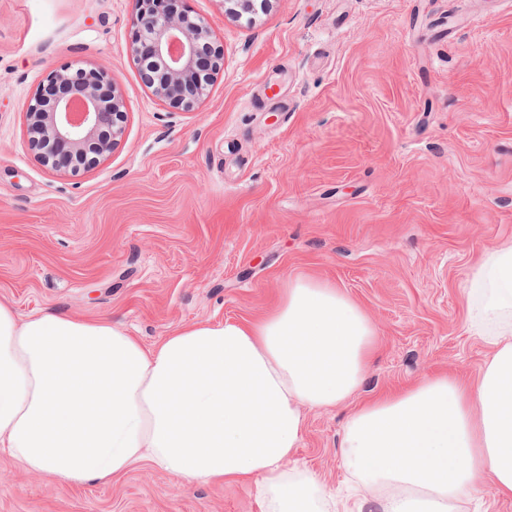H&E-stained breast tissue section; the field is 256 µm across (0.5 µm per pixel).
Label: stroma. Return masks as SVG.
I'll list each match as a JSON object with an SVG mask.
<instances>
[{"label":"stroma","mask_w":512,"mask_h":512,"mask_svg":"<svg viewBox=\"0 0 512 512\" xmlns=\"http://www.w3.org/2000/svg\"><path fill=\"white\" fill-rule=\"evenodd\" d=\"M224 65L182 111L141 79L132 0H0V298L19 317H109L150 345L254 320L289 279L328 282L376 330L358 390L305 409L295 460L350 478V413L422 375L473 381L467 275L512 242V0H272L255 21L187 0ZM106 63L127 104L99 164L35 158L38 83ZM0 512H259L247 484L182 483L141 462L109 485L30 474L0 450Z\"/></svg>","instance_id":"1"}]
</instances>
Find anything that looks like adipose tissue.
<instances>
[{
  "label": "adipose tissue",
  "mask_w": 512,
  "mask_h": 512,
  "mask_svg": "<svg viewBox=\"0 0 512 512\" xmlns=\"http://www.w3.org/2000/svg\"><path fill=\"white\" fill-rule=\"evenodd\" d=\"M464 295L491 352L471 383L423 375L354 410L345 465L380 512H450L477 484L512 500V243ZM376 332L335 286L291 279L254 321H203L153 345L108 318L20 319L0 298V447L29 473L107 485L150 460L173 477L252 484L260 512H351L293 456L303 410L360 386Z\"/></svg>",
  "instance_id": "ef3b65f1"
}]
</instances>
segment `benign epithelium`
Instances as JSON below:
<instances>
[{
	"instance_id": "1",
	"label": "benign epithelium",
	"mask_w": 512,
	"mask_h": 512,
	"mask_svg": "<svg viewBox=\"0 0 512 512\" xmlns=\"http://www.w3.org/2000/svg\"><path fill=\"white\" fill-rule=\"evenodd\" d=\"M183 2L133 0L129 50L153 94L189 111L208 97L224 55L212 44L209 22ZM126 117L110 67H67L49 73L30 98L28 143L44 167L77 174L112 152Z\"/></svg>"
}]
</instances>
